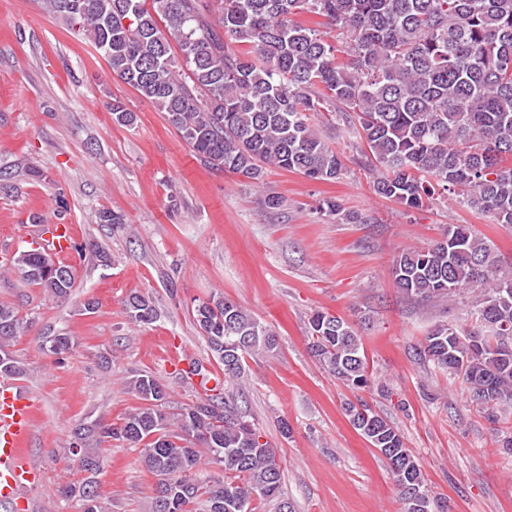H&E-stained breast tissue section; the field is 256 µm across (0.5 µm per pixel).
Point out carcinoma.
Returning <instances> with one entry per match:
<instances>
[{
    "label": "carcinoma",
    "mask_w": 512,
    "mask_h": 512,
    "mask_svg": "<svg viewBox=\"0 0 512 512\" xmlns=\"http://www.w3.org/2000/svg\"><path fill=\"white\" fill-rule=\"evenodd\" d=\"M43 8L77 35L93 40L112 72L166 115L205 166L256 183L266 171L298 172L334 181L345 169L311 117L333 107V119L351 139L372 177V191L409 209L451 193L495 224H512V0H43ZM310 13L341 30L329 42L294 21ZM180 55H174L172 44ZM242 48L236 49L234 45ZM187 79H182V75ZM329 213L346 224L361 217L335 201ZM80 255L109 260L90 239ZM30 285L58 301L69 299L74 267L40 248L12 261ZM397 289L421 306H440L466 293L469 330L440 324L427 333L420 355L461 378L482 408L512 409V270H503L495 245L450 224L441 240L398 252L391 268ZM131 324H151L152 301L132 295ZM194 319L224 377L198 399L166 412L169 393L156 378L128 381L141 406L118 423L85 420L73 429L67 452L83 460L86 477L60 487L62 498L85 512V492L103 465L102 443L122 439L139 449L157 478L149 512H254V497L281 498L276 449L219 391L241 375L247 355L270 353L275 335L246 309L223 296L199 303ZM29 331L17 309L0 303V371L21 376L13 346ZM308 348L336 378L356 390L371 384L360 338L349 322L323 312L308 320ZM41 349L62 355L72 337L48 325ZM352 426L388 461L406 512L428 507L425 476L400 432L369 404L347 403ZM215 465L221 477L203 479Z\"/></svg>",
    "instance_id": "carcinoma-1"
}]
</instances>
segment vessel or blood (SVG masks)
Returning <instances> with one entry per match:
<instances>
[{
    "instance_id": "obj_1",
    "label": "vessel or blood",
    "mask_w": 512,
    "mask_h": 512,
    "mask_svg": "<svg viewBox=\"0 0 512 512\" xmlns=\"http://www.w3.org/2000/svg\"><path fill=\"white\" fill-rule=\"evenodd\" d=\"M32 405L13 379L0 376V499H18L40 480V473L24 456L31 432Z\"/></svg>"
}]
</instances>
